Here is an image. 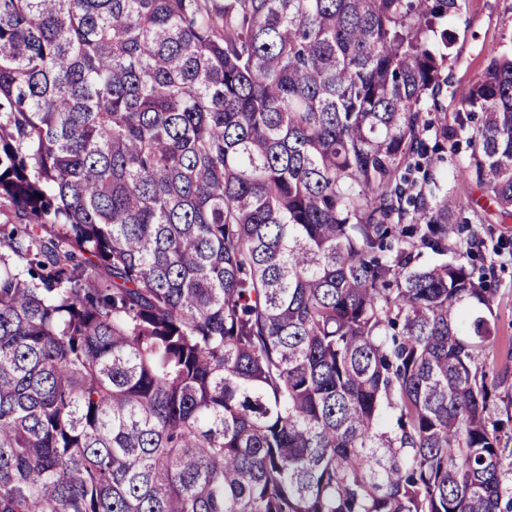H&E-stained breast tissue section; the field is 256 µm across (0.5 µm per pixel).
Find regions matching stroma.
I'll return each instance as SVG.
<instances>
[{
    "mask_svg": "<svg viewBox=\"0 0 512 512\" xmlns=\"http://www.w3.org/2000/svg\"><path fill=\"white\" fill-rule=\"evenodd\" d=\"M458 4L459 10L449 24L453 42L448 54L451 81L462 88L481 74L489 48L512 47V0H458ZM433 171L461 204L459 216L466 220L468 232L476 234L477 244L468 247L466 234H453L448 238L447 255L428 251L423 260L438 264L448 258L475 266L493 290L491 321L496 336L482 356L480 367L488 380L498 383L492 417L508 424L501 437L502 466L507 469L512 467V359L506 356L512 345V253L499 252L498 246L512 244V217L505 219L495 213L474 184L453 180L447 162L434 161Z\"/></svg>",
    "mask_w": 512,
    "mask_h": 512,
    "instance_id": "1",
    "label": "stroma"
}]
</instances>
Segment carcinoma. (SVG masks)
I'll return each instance as SVG.
<instances>
[{"instance_id":"obj_1","label":"carcinoma","mask_w":512,"mask_h":512,"mask_svg":"<svg viewBox=\"0 0 512 512\" xmlns=\"http://www.w3.org/2000/svg\"><path fill=\"white\" fill-rule=\"evenodd\" d=\"M457 11L0 0V512L512 509L492 289L419 263L429 154L512 215V51L430 117Z\"/></svg>"}]
</instances>
